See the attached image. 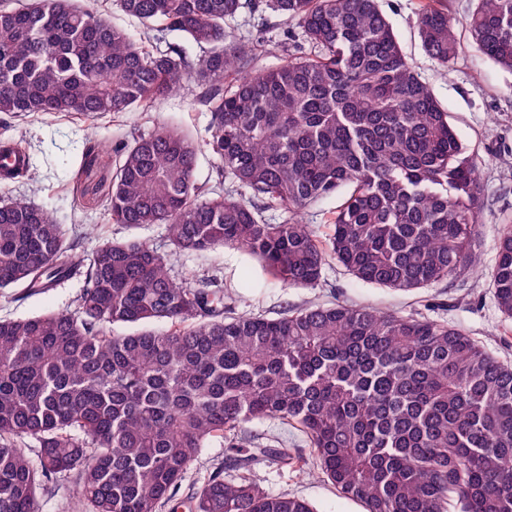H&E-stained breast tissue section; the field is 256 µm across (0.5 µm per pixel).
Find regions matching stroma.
Segmentation results:
<instances>
[{
  "mask_svg": "<svg viewBox=\"0 0 512 512\" xmlns=\"http://www.w3.org/2000/svg\"><path fill=\"white\" fill-rule=\"evenodd\" d=\"M428 2L379 0V6L391 21L408 60L448 109L461 140L474 147L480 161L484 196L477 249L482 278L468 277L404 293L358 282L332 262L326 266L318 286L285 288L271 280L260 263L243 251L226 248L179 252L169 246L163 225L139 229L140 237L165 254L176 280L192 287L204 281L216 282L230 296L236 310L270 317L312 303L337 302L402 315L419 312L460 327L500 360L512 364V320L504 319L498 310L490 284L497 261L499 228L505 220H512V71L494 64L466 42L448 66L429 58L417 35L419 17ZM229 28L237 35L272 42L284 39L283 34L288 31L292 34L287 41L289 49L304 44L296 24H284L281 18L270 14L240 15L230 21ZM210 120V113L185 95L160 101L146 112L115 114L95 122L61 114L9 119L7 126H0V140H23L32 168L30 176L0 181V199L23 197L52 212L66 237L78 241L79 253L91 254L104 240L131 235L124 226L102 219L116 170V143L132 142L160 125L178 128L201 143L209 137ZM90 133L105 147L88 166L83 150ZM81 291V282L70 280L18 302L14 289H0V319L73 311ZM255 480L267 492L303 498L313 512H362L358 503L343 497L315 471L302 474L263 467L257 470Z\"/></svg>",
  "mask_w": 512,
  "mask_h": 512,
  "instance_id": "stroma-1",
  "label": "stroma"
}]
</instances>
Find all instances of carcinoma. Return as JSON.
<instances>
[{
    "instance_id": "cac0c4a2",
    "label": "carcinoma",
    "mask_w": 512,
    "mask_h": 512,
    "mask_svg": "<svg viewBox=\"0 0 512 512\" xmlns=\"http://www.w3.org/2000/svg\"><path fill=\"white\" fill-rule=\"evenodd\" d=\"M107 2L0 0V115L147 111L191 85L229 187L202 190L196 144L159 127L124 146L105 221L163 224L181 251L242 249L285 288L317 284L330 258L404 292L483 274L474 152L378 0H116L143 41L103 18ZM475 2L469 43L512 71V0ZM243 11L295 23L309 51L246 78L259 43L226 30ZM158 25L205 55L147 47ZM418 34L443 66L461 48L443 8H423ZM342 189L322 245L302 212ZM72 279L75 312L0 320V512H40L58 477L92 512H178L175 491L215 441L238 470L216 468L195 512H312L256 487L267 464L314 466L364 512H512V366L462 329L353 304L237 313L224 289L177 282L146 241L82 257L47 210L0 205V288L25 298ZM491 282L511 320L512 220ZM256 420L295 425L308 453L249 434Z\"/></svg>"
}]
</instances>
